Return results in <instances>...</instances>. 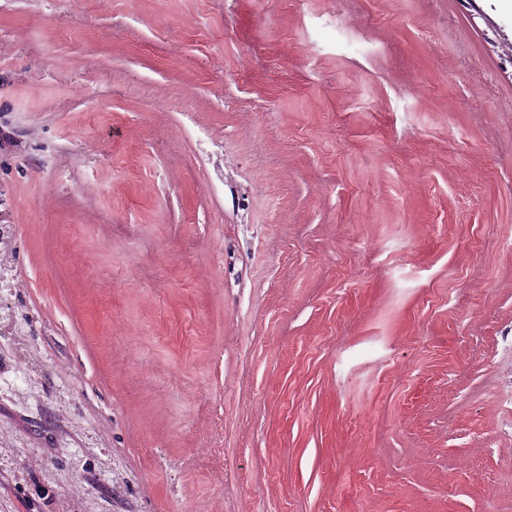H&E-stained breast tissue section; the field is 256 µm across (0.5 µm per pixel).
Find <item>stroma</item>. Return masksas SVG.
Returning a JSON list of instances; mask_svg holds the SVG:
<instances>
[{
    "label": "stroma",
    "instance_id": "obj_1",
    "mask_svg": "<svg viewBox=\"0 0 512 512\" xmlns=\"http://www.w3.org/2000/svg\"><path fill=\"white\" fill-rule=\"evenodd\" d=\"M501 2L0 0V512H512Z\"/></svg>",
    "mask_w": 512,
    "mask_h": 512
}]
</instances>
